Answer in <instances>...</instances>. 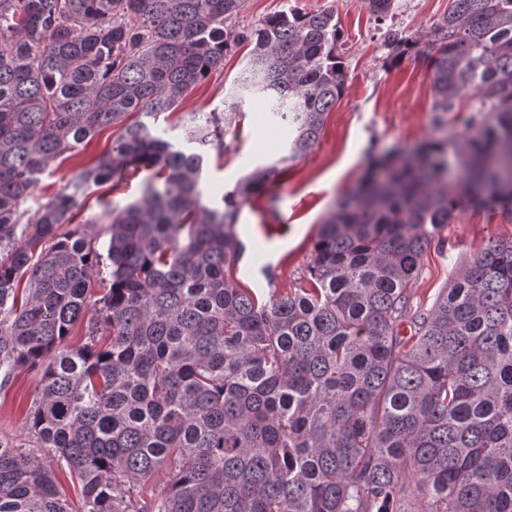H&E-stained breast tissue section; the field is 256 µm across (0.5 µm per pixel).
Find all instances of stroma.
<instances>
[{"label": "stroma", "mask_w": 512, "mask_h": 512, "mask_svg": "<svg viewBox=\"0 0 512 512\" xmlns=\"http://www.w3.org/2000/svg\"><path fill=\"white\" fill-rule=\"evenodd\" d=\"M450 0H395L392 16L379 23L364 0H243L236 26H248L266 16L291 8L305 12L334 8L343 32L342 52L347 66L344 93L325 117L324 129L306 156L288 161L286 170L265 192L246 204L238 230L245 246L240 287L256 289L268 298L272 289L294 288L311 259L313 239L320 224L337 204L354 193L367 176L374 155L391 153L406 159L433 138L459 137L480 101L466 93L448 112L435 111L431 73L422 56L411 53L391 58V32L421 39L447 11ZM246 48L227 55L222 69L213 71L189 90L175 111L160 116L154 129L176 146H184L183 127L192 113L223 106L234 81L246 64ZM235 129L225 146L211 149L203 171V200L221 206L225 193L256 166L285 157L288 128L270 116L266 98L249 96L240 105ZM121 126L105 128L81 146L76 155L57 160L44 173L26 206L37 212L44 198L62 188L83 165L109 150L121 134ZM148 169L129 171L121 180L90 187L77 212L76 224L92 221L99 248H106L105 225L96 218L103 210L123 207L138 200ZM439 245L423 258L422 272L409 287L413 303L431 307L442 288L477 250L495 239L512 238V216L460 206L449 224L438 232ZM37 371L16 372L0 390V435L21 438L34 391Z\"/></svg>", "instance_id": "1"}]
</instances>
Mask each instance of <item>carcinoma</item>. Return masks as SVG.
Segmentation results:
<instances>
[{
  "label": "carcinoma",
  "mask_w": 512,
  "mask_h": 512,
  "mask_svg": "<svg viewBox=\"0 0 512 512\" xmlns=\"http://www.w3.org/2000/svg\"><path fill=\"white\" fill-rule=\"evenodd\" d=\"M364 2L382 21L394 0ZM241 3L0 0V389L40 373L25 438L0 436V512H71L50 452L82 512H512V239L474 253L431 308L408 291L462 203L512 215V0H451L426 35L435 111L480 100L462 187L443 181L444 145H425L344 199L301 285L266 300L232 279L241 207L315 147L346 71L333 10L230 33ZM242 45L237 89L267 94L294 136L211 208L205 155L235 108L195 113L190 151L126 119L175 110ZM113 125L112 149L28 217L46 170ZM141 167L155 170L142 198L103 214V254L74 211Z\"/></svg>",
  "instance_id": "cac0c4a2"
}]
</instances>
